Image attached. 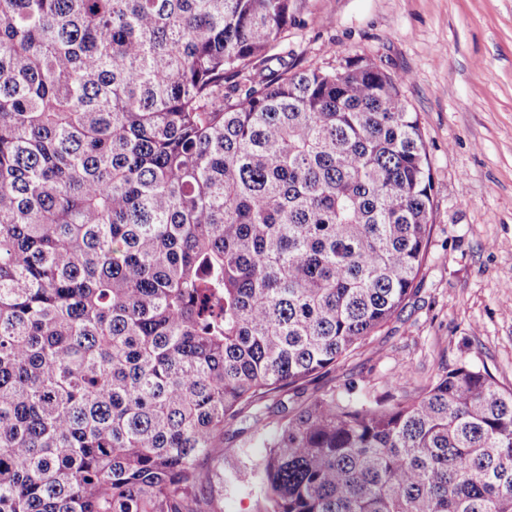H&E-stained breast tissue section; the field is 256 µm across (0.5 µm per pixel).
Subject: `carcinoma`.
<instances>
[{
    "label": "carcinoma",
    "instance_id": "obj_1",
    "mask_svg": "<svg viewBox=\"0 0 512 512\" xmlns=\"http://www.w3.org/2000/svg\"><path fill=\"white\" fill-rule=\"evenodd\" d=\"M302 0H0V512H512V390H313L414 288L407 76L275 48ZM267 438L266 430L252 429L248 424L238 422L229 428L224 448H247L249 455L259 457L266 451L264 447ZM214 506L219 512H257L260 510L259 489L253 484L247 490H238L228 486L224 482L222 485L215 479L212 488Z\"/></svg>",
    "mask_w": 512,
    "mask_h": 512
}]
</instances>
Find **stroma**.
<instances>
[{
	"mask_svg": "<svg viewBox=\"0 0 512 512\" xmlns=\"http://www.w3.org/2000/svg\"><path fill=\"white\" fill-rule=\"evenodd\" d=\"M304 18L289 63L358 53L407 75L435 211L412 294L322 386L382 395L464 361L512 389V0H305Z\"/></svg>",
	"mask_w": 512,
	"mask_h": 512,
	"instance_id": "stroma-1",
	"label": "stroma"
}]
</instances>
